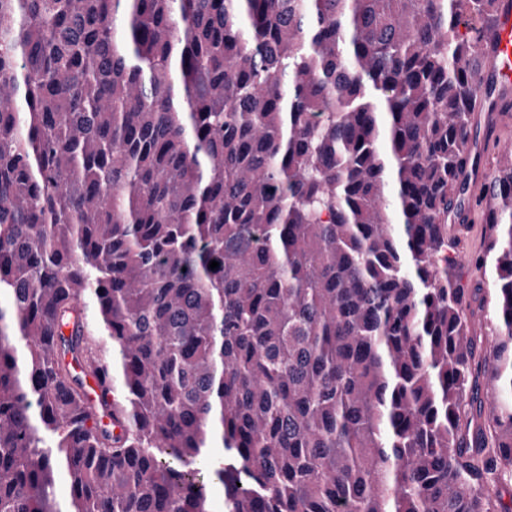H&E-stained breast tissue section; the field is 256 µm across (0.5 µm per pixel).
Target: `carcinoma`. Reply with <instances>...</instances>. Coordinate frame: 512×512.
<instances>
[{"mask_svg": "<svg viewBox=\"0 0 512 512\" xmlns=\"http://www.w3.org/2000/svg\"><path fill=\"white\" fill-rule=\"evenodd\" d=\"M496 3L0 0V512H512ZM497 14L484 34V52L478 64L479 91L474 104L487 123L500 126L512 112V1L497 0ZM469 176L472 179L471 182H469V190L471 194L476 199L481 198L485 202L486 195H489L492 191V182L488 169L480 166L473 168L471 166ZM452 235L456 236L458 241V255L461 262L460 274L463 285L466 288H472L473 285L481 281L484 289L493 291L489 273L484 277L482 271H479L469 262L472 255L478 252L484 245V224H471L470 228L456 233L450 230Z\"/></svg>", "mask_w": 512, "mask_h": 512, "instance_id": "obj_1", "label": "carcinoma"}]
</instances>
